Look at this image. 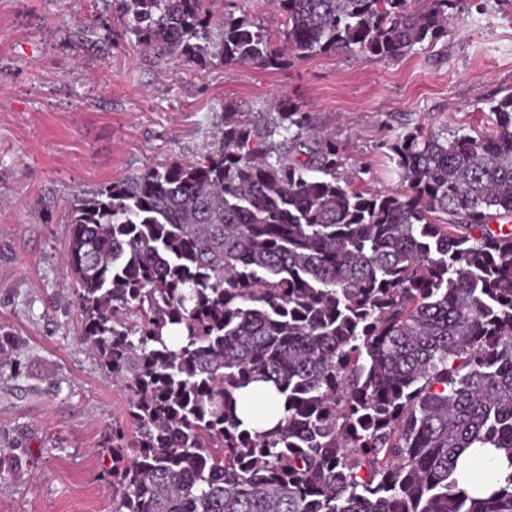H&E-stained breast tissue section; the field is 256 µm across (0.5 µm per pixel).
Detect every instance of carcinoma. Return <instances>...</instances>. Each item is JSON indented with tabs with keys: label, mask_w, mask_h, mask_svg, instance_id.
Segmentation results:
<instances>
[{
	"label": "carcinoma",
	"mask_w": 512,
	"mask_h": 512,
	"mask_svg": "<svg viewBox=\"0 0 512 512\" xmlns=\"http://www.w3.org/2000/svg\"><path fill=\"white\" fill-rule=\"evenodd\" d=\"M278 41L224 18L226 63L395 61L448 35L461 0H277ZM147 52L203 60L212 0H114ZM228 112L219 148L68 206L77 339L128 395L112 512H512V93L480 136L392 146L399 190H360L336 140L280 101ZM24 369L0 329V369ZM282 417L243 427L237 392ZM508 460L485 497L459 458ZM21 463L0 448V477ZM269 395L275 397V392L268 384L263 382L254 383L242 391L241 400L247 408V412L243 415L245 424L252 425L249 419L250 415L262 411L269 401Z\"/></svg>",
	"instance_id": "carcinoma-1"
}]
</instances>
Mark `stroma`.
Masks as SVG:
<instances>
[{
	"label": "stroma",
	"mask_w": 512,
	"mask_h": 512,
	"mask_svg": "<svg viewBox=\"0 0 512 512\" xmlns=\"http://www.w3.org/2000/svg\"><path fill=\"white\" fill-rule=\"evenodd\" d=\"M277 31L266 0H216L214 20ZM90 40H83L84 29ZM512 92V8L466 0L447 37L397 62L345 54L277 67L173 63L145 53L112 0H0V328L24 342L21 377H0V443L26 451L0 478V512H112L113 426L127 394L75 339L77 309L61 262L73 195L218 146L226 105L265 112L297 103L333 134L356 186H399L388 159L422 129L489 130Z\"/></svg>",
	"instance_id": "35a3bbf8"
}]
</instances>
